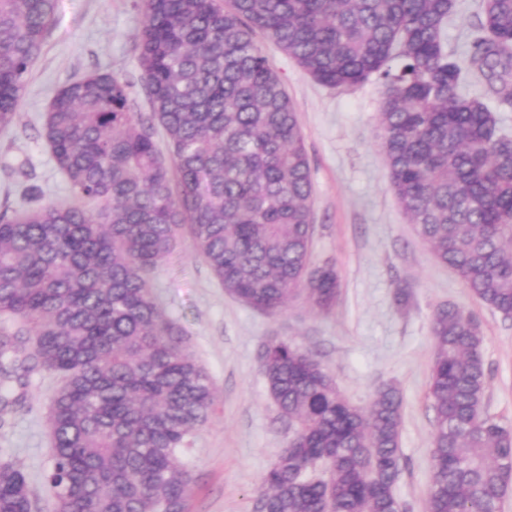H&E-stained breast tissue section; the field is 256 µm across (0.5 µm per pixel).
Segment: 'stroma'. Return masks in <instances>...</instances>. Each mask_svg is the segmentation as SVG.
<instances>
[{
    "instance_id": "35a3bbf8",
    "label": "stroma",
    "mask_w": 512,
    "mask_h": 512,
    "mask_svg": "<svg viewBox=\"0 0 512 512\" xmlns=\"http://www.w3.org/2000/svg\"><path fill=\"white\" fill-rule=\"evenodd\" d=\"M140 0H58L56 22L34 62L10 132H0V213L33 203H67L71 190L44 139L55 93L94 71L131 84L134 111L148 109L136 34ZM263 51L279 74L304 133L313 183L312 261L335 266L340 295L327 313L303 299L272 316L228 296L183 239L157 269L153 293L217 390L209 421L189 439L182 461L193 479L189 512H254L261 479L293 436L259 372L266 343L285 339L315 353L341 394L368 406L392 385L402 398L403 468L395 492L406 512H426L433 411L427 382L434 356L431 320L452 303L480 321L487 374L483 411L512 427V319L475 300L415 235L390 188L381 149L382 93L374 80L330 88L271 42ZM32 188L24 197L22 187ZM55 375L33 373L0 428V457L24 471L36 512H53L45 474L46 426Z\"/></svg>"
}]
</instances>
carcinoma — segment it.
Returning a JSON list of instances; mask_svg holds the SVG:
<instances>
[{
    "mask_svg": "<svg viewBox=\"0 0 512 512\" xmlns=\"http://www.w3.org/2000/svg\"><path fill=\"white\" fill-rule=\"evenodd\" d=\"M455 8L142 0L150 115L131 111L127 81L109 72L57 93L44 137L76 201L0 217V426L34 371L59 377L47 419L54 512H187L192 476L180 455L217 391L149 286L179 239L253 308L336 305V269L311 263L304 135L259 35L324 86L382 84L381 147L401 210L474 299L512 317V136L488 101L462 90L472 75L512 105V0H482L463 60L446 40ZM56 9L57 0H0V130L15 123ZM431 333L426 512H499L512 430L482 410L481 325L444 304ZM259 369L294 433L263 476L256 512H402L398 390L357 407L312 352L286 340L265 346ZM0 512H34L26 475L7 458Z\"/></svg>",
    "mask_w": 512,
    "mask_h": 512,
    "instance_id": "carcinoma-1",
    "label": "carcinoma"
}]
</instances>
